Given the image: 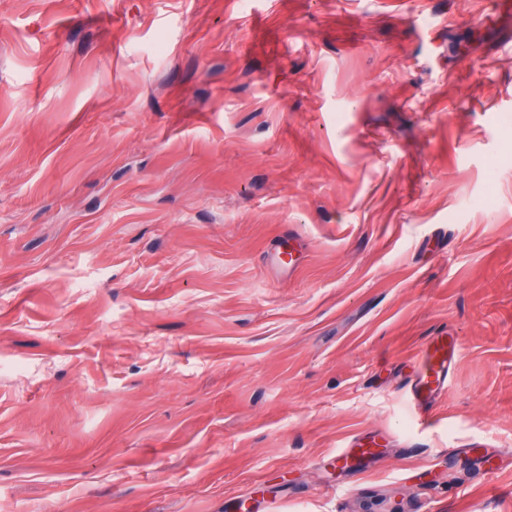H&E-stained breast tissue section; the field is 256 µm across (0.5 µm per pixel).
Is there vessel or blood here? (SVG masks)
Segmentation results:
<instances>
[{
    "label": "vessel or blood",
    "instance_id": "obj_1",
    "mask_svg": "<svg viewBox=\"0 0 512 512\" xmlns=\"http://www.w3.org/2000/svg\"><path fill=\"white\" fill-rule=\"evenodd\" d=\"M458 356V339L447 333L430 337L424 348L413 359V370L403 384V390L411 411L418 422L430 424L432 413L439 399L448 390ZM373 443L356 437L350 447L338 449L334 455L337 467H346L356 457L374 455Z\"/></svg>",
    "mask_w": 512,
    "mask_h": 512
}]
</instances>
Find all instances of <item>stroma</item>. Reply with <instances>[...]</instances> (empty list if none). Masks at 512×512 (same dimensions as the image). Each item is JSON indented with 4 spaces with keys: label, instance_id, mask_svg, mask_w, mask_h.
Returning a JSON list of instances; mask_svg holds the SVG:
<instances>
[{
    "label": "stroma",
    "instance_id": "obj_1",
    "mask_svg": "<svg viewBox=\"0 0 512 512\" xmlns=\"http://www.w3.org/2000/svg\"><path fill=\"white\" fill-rule=\"evenodd\" d=\"M443 330L425 427L401 380ZM369 482L357 512H512V21L0 0V512H345ZM375 441L365 442L362 438L354 437L351 439L352 448H339L336 450L334 458L336 467L344 468L352 462L354 457H368L376 453Z\"/></svg>",
    "mask_w": 512,
    "mask_h": 512
}]
</instances>
